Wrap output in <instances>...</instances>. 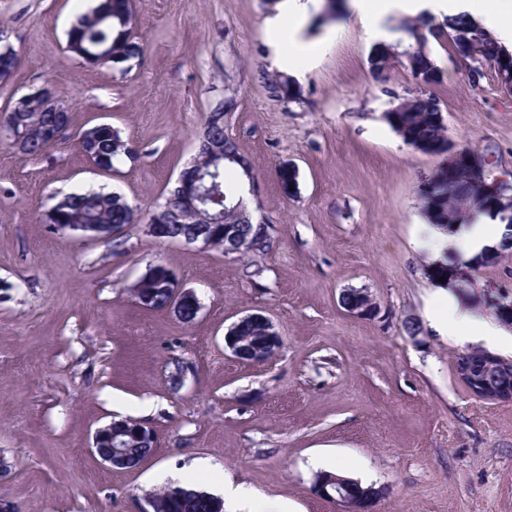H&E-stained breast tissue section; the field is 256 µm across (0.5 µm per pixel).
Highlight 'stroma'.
<instances>
[{"label": "stroma", "mask_w": 512, "mask_h": 512, "mask_svg": "<svg viewBox=\"0 0 512 512\" xmlns=\"http://www.w3.org/2000/svg\"><path fill=\"white\" fill-rule=\"evenodd\" d=\"M99 0H0L20 55L0 84V114L51 86L70 112L65 138L38 158L0 141V453L15 463L0 498L20 512H136L173 483L211 487L213 472L256 491L277 512H338L314 488L333 454L351 478L379 488L371 512H512V403H487L457 380L464 348L427 319L440 288L434 259L416 245L422 190L441 158L406 144L383 118L393 102L427 91L450 139L495 161L512 180V94L493 66L480 86L467 61L436 42L367 30L346 0H319L305 39L325 46L296 78L299 98L269 96L275 73L265 0H133L142 55L127 74L66 50L79 12ZM385 45L393 67L377 79L368 56ZM425 48L442 72L420 87L409 57ZM232 100L224 133L251 161L249 211L271 224L263 253L225 255L127 229L121 248L54 231L48 210L74 192L116 191L142 213L164 203L194 156L206 113ZM101 122L141 147L116 170L95 168L77 134ZM294 166L293 192L279 173ZM172 268L201 311L182 322L136 303L148 266ZM364 290L377 315L350 314L340 297ZM512 293V251L478 268L462 307L492 317L487 299ZM271 319L283 346L246 364L224 350L240 316ZM191 366L172 391L171 358ZM143 418L150 457L110 470L90 452L95 428Z\"/></svg>", "instance_id": "stroma-1"}]
</instances>
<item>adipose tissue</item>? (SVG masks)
I'll return each mask as SVG.
<instances>
[{"label":"adipose tissue","mask_w":512,"mask_h":512,"mask_svg":"<svg viewBox=\"0 0 512 512\" xmlns=\"http://www.w3.org/2000/svg\"><path fill=\"white\" fill-rule=\"evenodd\" d=\"M314 0H281L280 10L267 22V28L276 46L275 66L288 71L303 70L320 52L318 43L302 36L303 23ZM353 12L377 24L393 12L417 14L428 11L450 17L480 18L485 29L503 49L512 50V0H488L485 10H478L475 0H351ZM504 227L495 219L484 216L474 224L458 227L445 233L427 227L421 245L434 252L454 245L461 261L467 262L486 252L497 242ZM431 325L458 344L484 341L503 350L512 351V332L500 324L463 310L454 295L448 291L436 294L428 309Z\"/></svg>","instance_id":"obj_1"}]
</instances>
